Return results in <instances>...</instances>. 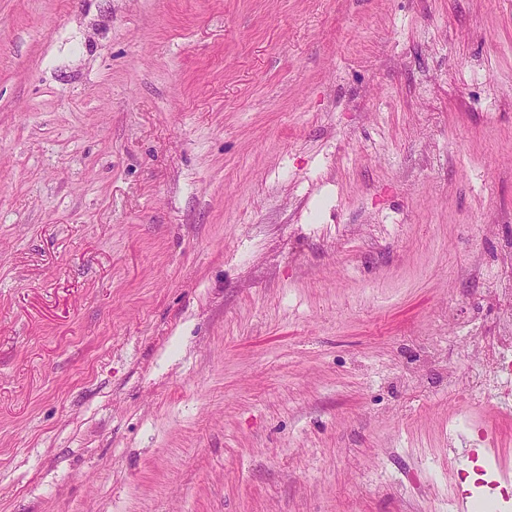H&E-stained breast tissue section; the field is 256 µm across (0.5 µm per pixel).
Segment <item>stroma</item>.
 I'll return each instance as SVG.
<instances>
[{
	"label": "stroma",
	"mask_w": 512,
	"mask_h": 512,
	"mask_svg": "<svg viewBox=\"0 0 512 512\" xmlns=\"http://www.w3.org/2000/svg\"><path fill=\"white\" fill-rule=\"evenodd\" d=\"M503 288L512 0H0V512H512ZM496 336V341L490 346H483L484 360L490 365V370L478 375L473 381L472 391L481 393L493 387L498 391L502 404L507 405L512 400V320Z\"/></svg>",
	"instance_id": "35a3bbf8"
}]
</instances>
